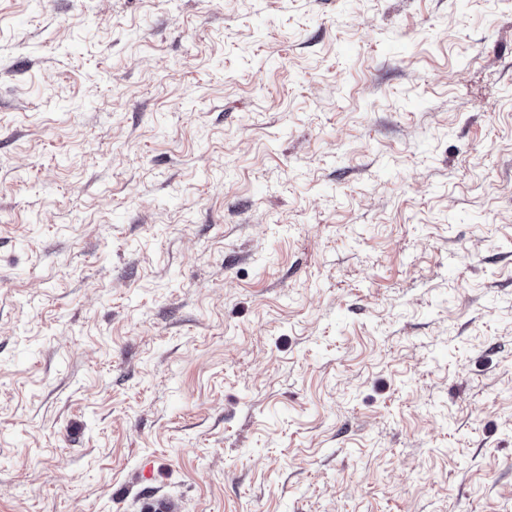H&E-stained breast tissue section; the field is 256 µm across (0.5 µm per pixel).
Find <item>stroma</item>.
Instances as JSON below:
<instances>
[{"label": "stroma", "mask_w": 512, "mask_h": 512, "mask_svg": "<svg viewBox=\"0 0 512 512\" xmlns=\"http://www.w3.org/2000/svg\"><path fill=\"white\" fill-rule=\"evenodd\" d=\"M512 512V0H0V512Z\"/></svg>", "instance_id": "obj_1"}]
</instances>
